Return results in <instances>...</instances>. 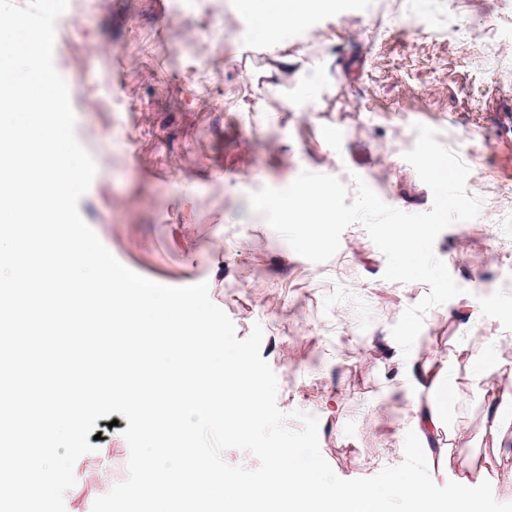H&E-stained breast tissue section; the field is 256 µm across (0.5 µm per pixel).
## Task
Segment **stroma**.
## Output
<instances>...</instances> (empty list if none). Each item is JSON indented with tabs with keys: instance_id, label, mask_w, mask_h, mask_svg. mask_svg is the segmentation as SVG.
<instances>
[{
	"instance_id": "obj_1",
	"label": "stroma",
	"mask_w": 512,
	"mask_h": 512,
	"mask_svg": "<svg viewBox=\"0 0 512 512\" xmlns=\"http://www.w3.org/2000/svg\"><path fill=\"white\" fill-rule=\"evenodd\" d=\"M437 15L447 33H417ZM283 46L321 73L310 111L296 105L302 75L269 78L276 62L239 0H69L53 63L75 86V136L97 166L80 215L134 272L169 286L207 282L238 338L261 324L288 427H300L293 411L315 414L335 474L372 477L404 458L412 393L391 328L429 287L385 280L386 259L358 224L335 259L310 262L249 196L308 170L428 211L433 194L402 155L414 124L436 129L483 204L435 242L462 293L426 314L412 348L447 367L454 389L445 421L459 451L430 473L440 486L469 473L482 512H512V423L495 447L499 464L483 469L492 398L473 372L487 345L512 366L501 345L512 317L463 324L468 305L512 297V125L500 113L512 106V0H384L370 11L341 0ZM127 426L119 418L92 452L108 473L84 470L66 512H92L126 479Z\"/></svg>"
}]
</instances>
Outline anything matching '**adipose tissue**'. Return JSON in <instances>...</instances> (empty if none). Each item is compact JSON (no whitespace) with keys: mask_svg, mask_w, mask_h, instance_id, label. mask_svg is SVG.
<instances>
[{"mask_svg":"<svg viewBox=\"0 0 512 512\" xmlns=\"http://www.w3.org/2000/svg\"><path fill=\"white\" fill-rule=\"evenodd\" d=\"M242 7L254 32L266 36L303 28L314 13L335 10L336 0H243ZM410 373L416 389L411 400L415 429L426 442L434 436L439 411L448 407V381L442 370L424 364H413Z\"/></svg>","mask_w":512,"mask_h":512,"instance_id":"adipose-tissue-1","label":"adipose tissue"}]
</instances>
